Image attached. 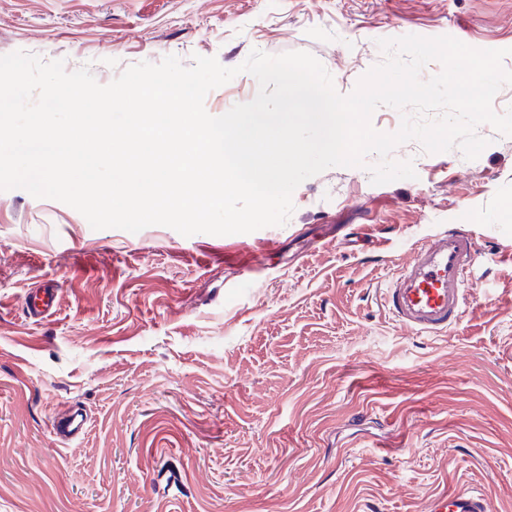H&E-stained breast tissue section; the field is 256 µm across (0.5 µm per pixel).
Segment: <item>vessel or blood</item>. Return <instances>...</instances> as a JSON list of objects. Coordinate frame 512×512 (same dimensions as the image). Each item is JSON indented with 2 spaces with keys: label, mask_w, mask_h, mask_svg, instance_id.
<instances>
[{
  "label": "vessel or blood",
  "mask_w": 512,
  "mask_h": 512,
  "mask_svg": "<svg viewBox=\"0 0 512 512\" xmlns=\"http://www.w3.org/2000/svg\"><path fill=\"white\" fill-rule=\"evenodd\" d=\"M481 256L474 238L463 228L418 244L410 261L384 294L385 305L401 325L421 332H439L459 317L472 288L471 271ZM56 295L49 290H34L25 298L28 317L50 315ZM88 418L79 407L68 406L59 412L54 432L65 442L84 435ZM428 512H493L489 495L460 488L433 498Z\"/></svg>",
  "instance_id": "1"
}]
</instances>
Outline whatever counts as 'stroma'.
<instances>
[{
    "label": "stroma",
    "instance_id": "obj_1",
    "mask_svg": "<svg viewBox=\"0 0 512 512\" xmlns=\"http://www.w3.org/2000/svg\"><path fill=\"white\" fill-rule=\"evenodd\" d=\"M503 49L512 0H0V55L22 50L108 84L169 55L240 65L304 51L351 93L383 38ZM257 79L210 91L208 114ZM391 157L415 178L375 185L332 167L293 192L288 221L185 237L91 228L74 208L0 191V512H427L466 486L512 512V136ZM466 225L477 285L436 334L398 324L383 294L423 238ZM265 253V277L246 267ZM44 283L60 302L22 309ZM85 437L51 433L59 407ZM87 423V415L81 408L68 406L57 415L54 433L64 442H73L84 435Z\"/></svg>",
    "mask_w": 512,
    "mask_h": 512
}]
</instances>
